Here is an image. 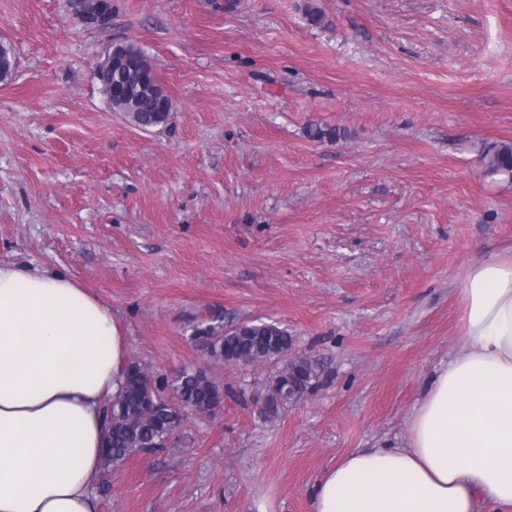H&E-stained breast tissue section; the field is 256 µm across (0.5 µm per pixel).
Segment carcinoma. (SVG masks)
<instances>
[{
    "label": "carcinoma",
    "mask_w": 512,
    "mask_h": 512,
    "mask_svg": "<svg viewBox=\"0 0 512 512\" xmlns=\"http://www.w3.org/2000/svg\"><path fill=\"white\" fill-rule=\"evenodd\" d=\"M101 91L112 109L126 114L135 126L149 130L169 122L164 111L167 97L155 78L127 88L121 82H100ZM308 138L333 141L341 136L338 129L321 124L307 127ZM490 175L512 177V145L493 147L483 154ZM195 340L215 363L245 361L253 365L272 366L271 382L265 392L261 416L270 420L290 404L284 393L290 377H303L311 387L318 378L319 362L298 357L288 359L293 337L277 323L247 321L229 329L208 326L199 328ZM224 400V386L203 370L185 369L176 377L146 369L136 359L129 361L120 393L107 403L105 413L107 453L104 469L117 466L137 452L163 447L189 414L213 416Z\"/></svg>",
    "instance_id": "carcinoma-1"
}]
</instances>
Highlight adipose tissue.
Here are the masks:
<instances>
[{"label":"adipose tissue","mask_w":512,"mask_h":512,"mask_svg":"<svg viewBox=\"0 0 512 512\" xmlns=\"http://www.w3.org/2000/svg\"><path fill=\"white\" fill-rule=\"evenodd\" d=\"M460 294L465 351L427 382L405 447L339 458L313 512H512V246ZM128 358L74 278L0 262V512H99L103 408Z\"/></svg>","instance_id":"1"}]
</instances>
